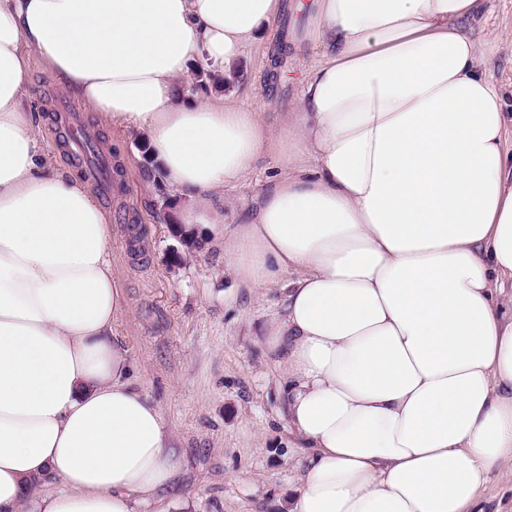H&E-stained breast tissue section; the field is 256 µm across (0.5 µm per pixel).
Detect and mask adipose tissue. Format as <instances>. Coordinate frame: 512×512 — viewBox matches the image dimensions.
Wrapping results in <instances>:
<instances>
[{
	"instance_id": "ef3b65f1",
	"label": "adipose tissue",
	"mask_w": 512,
	"mask_h": 512,
	"mask_svg": "<svg viewBox=\"0 0 512 512\" xmlns=\"http://www.w3.org/2000/svg\"><path fill=\"white\" fill-rule=\"evenodd\" d=\"M485 4L295 0L320 58L274 127L181 80L232 78L282 0H0V512H136L179 469L112 339L108 217L44 168L35 54L143 135L186 229L275 163L224 258L285 294L264 346L304 450L289 512H472L512 481V128L468 26Z\"/></svg>"
}]
</instances>
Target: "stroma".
<instances>
[{"label":"stroma","instance_id":"obj_1","mask_svg":"<svg viewBox=\"0 0 512 512\" xmlns=\"http://www.w3.org/2000/svg\"><path fill=\"white\" fill-rule=\"evenodd\" d=\"M475 28L477 35L493 30L503 38L502 45H489L486 55L512 120V47L506 44L512 38V0H490ZM284 32L292 38L299 32L289 11L245 51L239 80L228 88L206 85V93L254 107L268 123L278 124L298 99L301 61L318 56L314 46L304 44L289 48L284 67L275 66ZM27 84V106L37 116L49 170L78 175L51 135L61 101L81 115L90 135L100 138L123 168L108 213L112 278L122 298L112 334L134 362L133 384L162 409L182 466L177 486L142 503L139 512H286L302 451L286 427L282 370L262 345L266 328L283 311L282 292L239 282L224 263L223 239L210 237L201 250L178 240L173 224L182 202L156 180L142 138L112 132L59 86L40 58L32 59ZM276 174L265 157L245 183L226 190L225 230L245 216L242 201L252 200ZM133 224L141 233L137 253L129 245Z\"/></svg>","mask_w":512,"mask_h":512}]
</instances>
